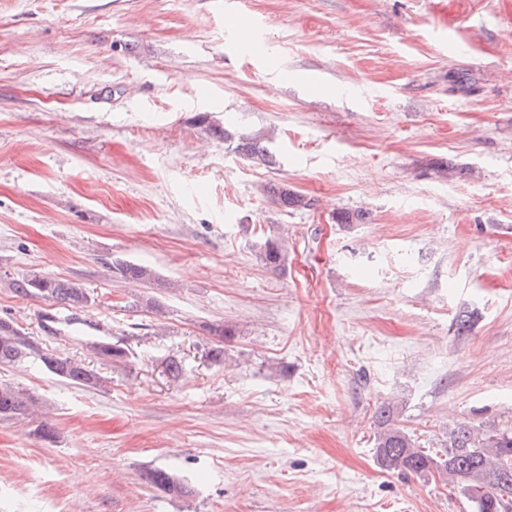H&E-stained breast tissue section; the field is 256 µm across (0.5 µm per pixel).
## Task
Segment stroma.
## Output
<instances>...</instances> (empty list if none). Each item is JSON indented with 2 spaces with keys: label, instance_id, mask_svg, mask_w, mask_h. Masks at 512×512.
Listing matches in <instances>:
<instances>
[{
  "label": "stroma",
  "instance_id": "1",
  "mask_svg": "<svg viewBox=\"0 0 512 512\" xmlns=\"http://www.w3.org/2000/svg\"><path fill=\"white\" fill-rule=\"evenodd\" d=\"M29 271L91 304L16 296ZM0 318L102 378L0 365L56 431L0 421V512H470L379 467L373 413L426 449L512 425V0H0ZM220 135L224 138V143L233 147L234 152L249 160H259L270 163L273 161V152L257 136L249 137L239 135L237 138L234 133L224 127L220 130ZM270 203L279 210L288 212L289 209L306 208L311 206V200L297 193L286 184H274L267 190ZM259 257L267 269L273 272L285 270L288 260V251L285 238L269 228L262 241L259 243ZM112 271L128 282L143 283L154 278V273L151 269L121 258L112 260ZM143 478L146 483L165 493L178 495L185 492L184 483L162 468L146 470Z\"/></svg>",
  "mask_w": 512,
  "mask_h": 512
}]
</instances>
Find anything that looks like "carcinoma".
<instances>
[{"mask_svg": "<svg viewBox=\"0 0 512 512\" xmlns=\"http://www.w3.org/2000/svg\"><path fill=\"white\" fill-rule=\"evenodd\" d=\"M220 135L233 146L234 152L246 159L273 161V152L257 136L237 137L228 129L220 130ZM267 195L270 203L284 212L311 206L309 200L286 184L270 186ZM259 257L267 269L284 271L288 260L285 238L268 230L259 243ZM112 271L128 282L143 283L154 278L152 270L121 258L112 260ZM8 287L18 296L41 298L68 309H82L91 302L87 288L80 281L57 279L38 271L10 280ZM91 349L108 363L119 362L126 356L123 347L112 343H100ZM27 360L40 363L53 375L72 384L85 388L100 385L101 377L83 362L38 348L17 323L0 319V364L18 365ZM39 410L34 396L0 383V421L24 420ZM399 416V406L391 402L381 404L375 412L374 450L382 469L418 477L436 474L466 497L473 512H512V428L461 422L448 431L441 448L431 452L420 448L399 425ZM143 478L165 493L185 492L184 483L162 468L145 471Z\"/></svg>", "mask_w": 512, "mask_h": 512, "instance_id": "obj_1", "label": "carcinoma"}]
</instances>
